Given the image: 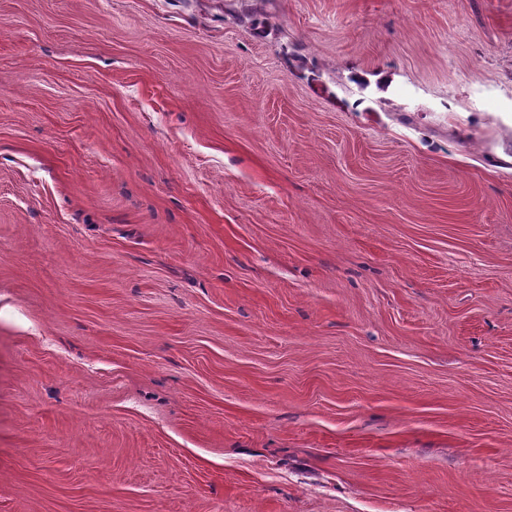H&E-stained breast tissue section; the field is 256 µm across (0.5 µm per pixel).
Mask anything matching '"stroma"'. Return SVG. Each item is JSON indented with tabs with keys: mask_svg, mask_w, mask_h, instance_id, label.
Wrapping results in <instances>:
<instances>
[{
	"mask_svg": "<svg viewBox=\"0 0 512 512\" xmlns=\"http://www.w3.org/2000/svg\"><path fill=\"white\" fill-rule=\"evenodd\" d=\"M0 512H512V0H0Z\"/></svg>",
	"mask_w": 512,
	"mask_h": 512,
	"instance_id": "1",
	"label": "stroma"
}]
</instances>
